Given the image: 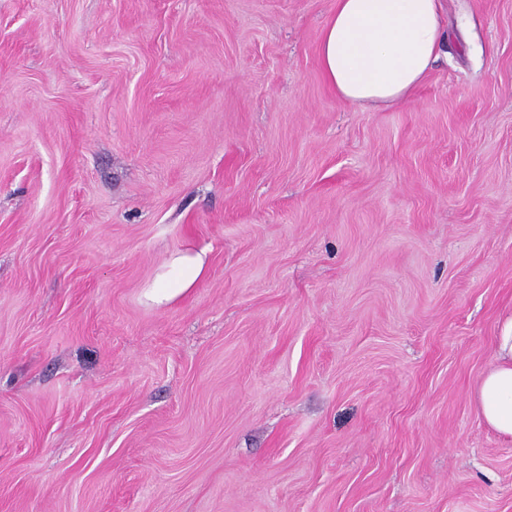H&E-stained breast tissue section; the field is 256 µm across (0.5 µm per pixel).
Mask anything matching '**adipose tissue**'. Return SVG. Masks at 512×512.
<instances>
[{
	"label": "adipose tissue",
	"instance_id": "ef3b65f1",
	"mask_svg": "<svg viewBox=\"0 0 512 512\" xmlns=\"http://www.w3.org/2000/svg\"><path fill=\"white\" fill-rule=\"evenodd\" d=\"M441 0H336L319 44L323 77L350 105L410 98L446 41ZM207 271L205 250L187 247L163 261L145 296L157 305L195 288ZM480 417L512 436V317L493 338V364L475 390Z\"/></svg>",
	"mask_w": 512,
	"mask_h": 512
}]
</instances>
